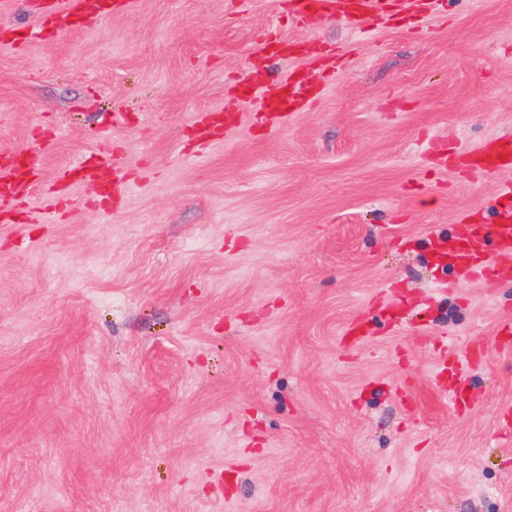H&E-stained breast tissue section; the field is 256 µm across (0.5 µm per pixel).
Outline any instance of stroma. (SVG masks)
Returning <instances> with one entry per match:
<instances>
[{
  "label": "stroma",
  "mask_w": 512,
  "mask_h": 512,
  "mask_svg": "<svg viewBox=\"0 0 512 512\" xmlns=\"http://www.w3.org/2000/svg\"><path fill=\"white\" fill-rule=\"evenodd\" d=\"M48 2L0 14V156L43 146L0 204V512H512V278L433 251L512 171L428 151L512 139V0L360 32L135 0L60 33ZM296 73L319 96L279 121L242 96ZM116 154L123 187L78 180Z\"/></svg>",
  "instance_id": "obj_1"
}]
</instances>
